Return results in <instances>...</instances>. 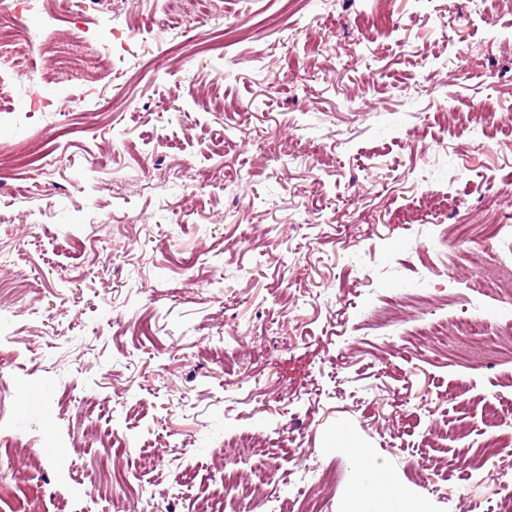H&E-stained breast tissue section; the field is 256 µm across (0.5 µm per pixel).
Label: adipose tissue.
Returning a JSON list of instances; mask_svg holds the SVG:
<instances>
[{
	"label": "adipose tissue",
	"instance_id": "ef3b65f1",
	"mask_svg": "<svg viewBox=\"0 0 512 512\" xmlns=\"http://www.w3.org/2000/svg\"><path fill=\"white\" fill-rule=\"evenodd\" d=\"M330 442L356 466L353 489L342 512H432L430 503L404 491L394 475L376 467L368 445L344 429L333 432Z\"/></svg>",
	"mask_w": 512,
	"mask_h": 512
}]
</instances>
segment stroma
Listing matches in <instances>:
<instances>
[{
	"mask_svg": "<svg viewBox=\"0 0 512 512\" xmlns=\"http://www.w3.org/2000/svg\"><path fill=\"white\" fill-rule=\"evenodd\" d=\"M248 25L179 72L152 69L180 46L155 28L120 60L115 22L74 25L33 6L23 21L46 55L15 73L0 50V512H270L275 498L341 512L355 466L328 435L351 430L435 512H497L512 423L486 427V403L512 400V353L463 361L461 318L512 344V295L485 269L512 266V237L463 263L488 202L512 212V150L499 128L458 122L487 100L512 116V8L505 0H222ZM386 24L374 40L367 16ZM50 112L30 111L34 94ZM43 149L47 177L9 163ZM187 160L222 187L138 193L153 169ZM127 186L112 197L113 180ZM426 192L448 207L418 206ZM138 215L135 224L120 211ZM152 318L155 334L139 332ZM446 331L441 344L430 326ZM93 420H85L87 405ZM289 427L261 498L224 481V443ZM126 437L119 450L115 436Z\"/></svg>",
	"mask_w": 512,
	"mask_h": 512,
	"instance_id": "stroma-1",
	"label": "stroma"
}]
</instances>
